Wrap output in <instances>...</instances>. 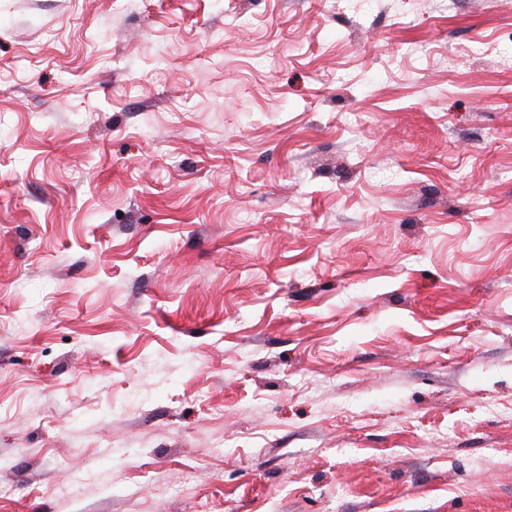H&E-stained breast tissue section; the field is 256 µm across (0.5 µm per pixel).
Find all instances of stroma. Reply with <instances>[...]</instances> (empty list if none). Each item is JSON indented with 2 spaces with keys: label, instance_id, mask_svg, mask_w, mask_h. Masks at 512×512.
<instances>
[{
  "label": "stroma",
  "instance_id": "stroma-1",
  "mask_svg": "<svg viewBox=\"0 0 512 512\" xmlns=\"http://www.w3.org/2000/svg\"><path fill=\"white\" fill-rule=\"evenodd\" d=\"M0 512H512V0H0Z\"/></svg>",
  "mask_w": 512,
  "mask_h": 512
}]
</instances>
